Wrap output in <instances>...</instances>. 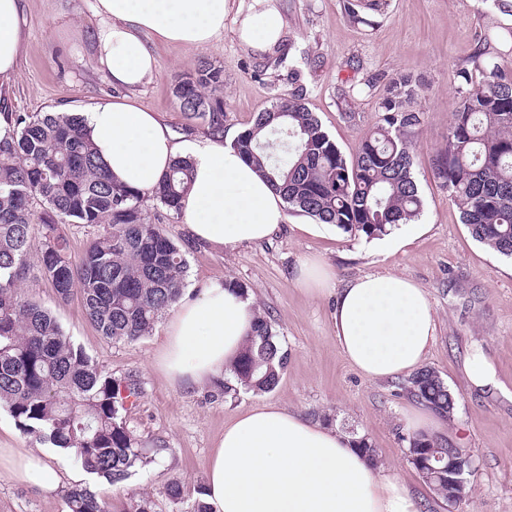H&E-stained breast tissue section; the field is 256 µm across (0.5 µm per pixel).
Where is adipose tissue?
Wrapping results in <instances>:
<instances>
[{
	"label": "adipose tissue",
	"instance_id": "ef3b65f1",
	"mask_svg": "<svg viewBox=\"0 0 512 512\" xmlns=\"http://www.w3.org/2000/svg\"><path fill=\"white\" fill-rule=\"evenodd\" d=\"M101 22L93 51L120 96L83 114L90 139L110 174L128 189L150 193L177 158L192 165L182 217L191 236L221 248L268 239L286 220L270 183L231 145L175 136L133 92L158 60L150 39L199 49L235 17L241 40L272 52L285 22L269 0L236 14L235 0H96ZM21 0H0V75L18 66L27 37ZM336 343L366 378L417 369L436 333L423 288L397 274H368L337 291L331 313ZM250 297L212 279L187 289L165 326L156 366L178 388L224 381L253 330ZM205 501L211 512H420L398 479L380 476L346 435L313 425L268 403L238 416L217 436L205 461ZM0 470L33 480L47 492L59 471L24 448H0Z\"/></svg>",
	"mask_w": 512,
	"mask_h": 512
}]
</instances>
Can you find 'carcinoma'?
Here are the masks:
<instances>
[{"mask_svg":"<svg viewBox=\"0 0 512 512\" xmlns=\"http://www.w3.org/2000/svg\"><path fill=\"white\" fill-rule=\"evenodd\" d=\"M512 29L500 46L481 39L472 72L452 112L448 139L434 160V175L448 190L472 236L512 258ZM223 85L222 71L202 62L180 79L174 94L187 119L205 134L224 137V99L203 89ZM407 77L393 81L380 102L382 124L367 134L356 156L346 158L303 93L277 96L233 143L237 155L257 167L288 210L317 224H334L368 240L421 216L423 199L414 176L413 128L419 112ZM12 133L0 139V408L42 443L72 455L82 469L110 484L127 480L156 462L125 415L142 390L137 377L100 372L74 345L56 318L21 296L29 274L26 256L40 251V274L67 303L79 295L97 332L111 341L150 335L159 316L186 287L189 243L171 238L151 221L145 195L109 177L93 150L84 119L68 112L8 114ZM191 164L173 162L152 198L180 215L191 183ZM93 230L81 258L72 260L69 226ZM254 330L231 371L248 391L279 384L288 349L271 321L257 313ZM407 391L440 414L456 401L431 368L418 370ZM409 454L448 453L447 441L418 433ZM69 512H106L87 486L64 490Z\"/></svg>","mask_w":512,"mask_h":512,"instance_id":"1","label":"carcinoma"}]
</instances>
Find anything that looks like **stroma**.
I'll list each match as a JSON object with an SVG mask.
<instances>
[{
	"instance_id": "stroma-1",
	"label": "stroma",
	"mask_w": 512,
	"mask_h": 512,
	"mask_svg": "<svg viewBox=\"0 0 512 512\" xmlns=\"http://www.w3.org/2000/svg\"><path fill=\"white\" fill-rule=\"evenodd\" d=\"M95 0H22L27 41L13 75L0 76V113L83 112L112 98L115 90L89 50L88 35L100 19ZM285 19L282 36L300 74L269 66L240 39L238 26L225 22L209 46L191 49L155 44L158 68L135 92L138 105L179 136H201L173 94L177 77L208 61L224 74L225 132L239 134L277 95L303 91L311 112L346 157L382 122L379 103L393 79L416 82L413 106L415 176L424 200L419 230L406 244L386 249L377 242L339 230L315 229L311 219L288 213L269 239L235 249L210 245L189 250V283L208 279L239 282L254 303L271 315L289 353L288 367L272 392L237 389L223 394L206 386L181 390L154 364L164 322L139 341L104 339L86 316L79 298L59 303L51 285L31 277L26 296L49 309L75 346L106 373L138 377L143 395L127 423L146 447L166 450L148 470L110 485L88 475L69 455L22 432L0 410V448H31L45 454L62 476V490L45 493L35 482L0 472V512H68L64 488L90 487L108 512H133L148 497L154 512H176L165 495L171 482L193 501L205 483L204 463L214 439L240 413L266 403L321 425L367 438L382 460L378 471L404 483L422 501L421 512H512V260L475 240L462 224L447 189L434 175L432 159L444 146L462 87L460 70L484 33L512 28V15L491 0H389L369 22L354 21L348 0H275ZM324 262L335 288L365 274L395 273L424 288L437 322L423 362L447 382L456 397L452 417H439L437 435L473 457L468 497L456 510L423 482L409 457L414 433L409 415L420 403L404 389V376L370 380L340 352L331 322L333 299L306 294L296 282L301 261ZM481 349L497 373L495 386L474 388L465 361Z\"/></svg>"
}]
</instances>
